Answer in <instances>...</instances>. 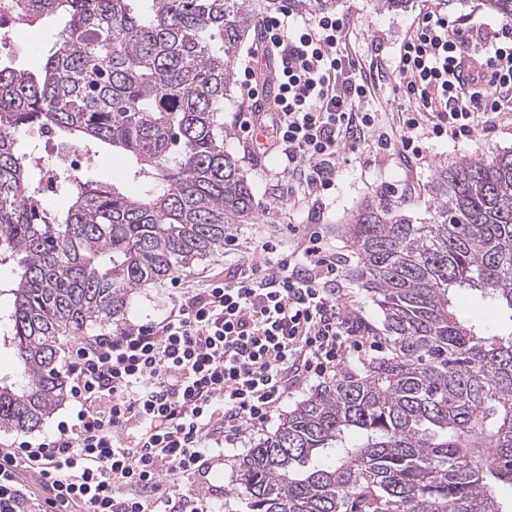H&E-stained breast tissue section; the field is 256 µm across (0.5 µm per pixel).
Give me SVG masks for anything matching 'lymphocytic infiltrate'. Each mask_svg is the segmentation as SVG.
<instances>
[{
	"label": "lymphocytic infiltrate",
	"instance_id": "obj_1",
	"mask_svg": "<svg viewBox=\"0 0 512 512\" xmlns=\"http://www.w3.org/2000/svg\"><path fill=\"white\" fill-rule=\"evenodd\" d=\"M345 18L319 11L302 26L268 15L260 27L276 55L271 112L258 111L257 74L245 66L243 124L261 114L289 175L286 192L315 203L334 186L342 150L363 148L380 119L374 84L347 48ZM468 61L471 90L455 71ZM396 135L376 147L422 160L429 140L468 139L512 101V24L450 30L419 13L400 47ZM293 245L263 242V264L242 257L224 279L174 289L156 320L79 343L67 361L70 420L47 439L0 448V512H211L194 482L221 448L265 422L289 386L324 377L357 335L334 285L340 271L322 235L290 226Z\"/></svg>",
	"mask_w": 512,
	"mask_h": 512
}]
</instances>
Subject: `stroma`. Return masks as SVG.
Segmentation results:
<instances>
[{
    "label": "stroma",
    "instance_id": "obj_1",
    "mask_svg": "<svg viewBox=\"0 0 512 512\" xmlns=\"http://www.w3.org/2000/svg\"><path fill=\"white\" fill-rule=\"evenodd\" d=\"M426 7L447 14L453 25L471 21L495 26L502 21L500 15L487 7L485 0H409L407 7L393 11L381 8L377 0H311L310 5L292 10L289 21L293 24L310 21L321 9L345 17L346 42L355 60L365 70L371 62H379L385 72L384 78L375 83L368 107L380 113L383 128L388 131L399 123L392 91L396 52L413 19ZM55 32L56 23L51 19L37 27L17 25L13 39L30 44L18 60V68L38 69ZM244 109L241 89L233 87L229 100L224 103V149L238 159L243 174L255 189L254 218L251 223L234 226L236 250L215 253L179 271L176 278L182 287L195 288L205 280L223 279L226 268L234 263L238 253L252 250L263 236L280 235L290 224H315L335 252L337 262L352 259V249L342 235V227L361 205L385 203L409 216L413 223H431L447 198L445 190L437 183L441 170L465 157L512 148L511 109L496 118L488 131L478 132L472 139L429 141L426 158L420 162L410 163L389 152L343 151L336 159L335 187L324 198L320 218L315 221L308 206L279 197L269 174L280 171V162L253 159L248 135L238 126V116ZM389 187L402 191V198L384 199L383 193ZM170 291L171 286L167 283L138 288L134 293V307L127 316L128 322L142 324L156 318L166 309ZM452 301L463 319L475 320L491 331L501 330L502 313L479 294L458 289L453 291ZM317 386V381L313 380L291 388L283 402L274 408L268 422L250 430L239 447L225 449L222 456L211 460L200 482L209 491L218 512H247L244 500L231 492L240 461L254 443L272 434L283 415Z\"/></svg>",
    "mask_w": 512,
    "mask_h": 512
}]
</instances>
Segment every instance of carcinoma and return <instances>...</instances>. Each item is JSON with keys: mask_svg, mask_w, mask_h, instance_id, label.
Listing matches in <instances>:
<instances>
[{"mask_svg": "<svg viewBox=\"0 0 512 512\" xmlns=\"http://www.w3.org/2000/svg\"><path fill=\"white\" fill-rule=\"evenodd\" d=\"M59 21L36 72L0 62V315L21 382L0 380V428L31 431L61 405L62 336L121 327L133 291L224 249L253 217L252 185L224 152L238 47L262 10L300 0H15ZM48 130L91 157L123 154L139 184L45 173L15 133ZM431 224L368 203L344 225L371 294L376 354L336 375L249 449V512H512V330L453 311L480 292L512 322V151L448 165Z\"/></svg>", "mask_w": 512, "mask_h": 512, "instance_id": "1", "label": "carcinoma"}]
</instances>
